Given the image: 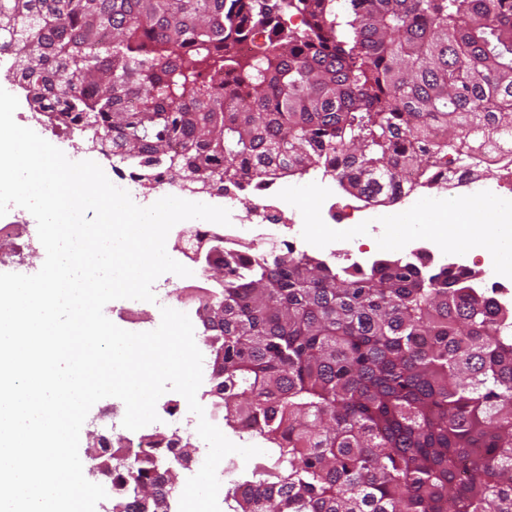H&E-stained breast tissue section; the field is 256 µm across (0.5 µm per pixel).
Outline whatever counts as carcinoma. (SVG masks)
Here are the masks:
<instances>
[{
    "mask_svg": "<svg viewBox=\"0 0 512 512\" xmlns=\"http://www.w3.org/2000/svg\"><path fill=\"white\" fill-rule=\"evenodd\" d=\"M0 46L34 107L150 184L320 169L394 202L512 141V0H0ZM205 249L224 419L274 458L232 512H512V307L474 272Z\"/></svg>",
    "mask_w": 512,
    "mask_h": 512,
    "instance_id": "obj_1",
    "label": "carcinoma"
}]
</instances>
